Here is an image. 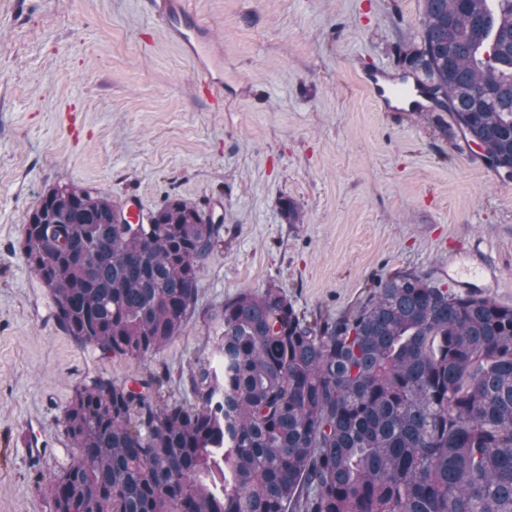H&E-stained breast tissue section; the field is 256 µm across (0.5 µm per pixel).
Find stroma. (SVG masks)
I'll use <instances>...</instances> for the list:
<instances>
[{
    "label": "stroma",
    "instance_id": "stroma-1",
    "mask_svg": "<svg viewBox=\"0 0 512 512\" xmlns=\"http://www.w3.org/2000/svg\"><path fill=\"white\" fill-rule=\"evenodd\" d=\"M190 6L224 52L220 104L142 0H0V512H50L37 480L66 464L59 417L90 377L150 369L161 400L193 403L188 373L220 334L209 314L240 291L273 284L308 318L334 317L412 270L512 306V179L446 111L386 108L365 86L400 82L424 0ZM69 185L148 213L184 199L223 224L193 313L147 359L76 345L20 252L40 197ZM464 258L479 276L457 277Z\"/></svg>",
    "mask_w": 512,
    "mask_h": 512
}]
</instances>
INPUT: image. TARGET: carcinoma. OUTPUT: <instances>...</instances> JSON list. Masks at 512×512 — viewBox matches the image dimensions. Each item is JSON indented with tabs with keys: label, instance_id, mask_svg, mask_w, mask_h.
<instances>
[{
	"label": "carcinoma",
	"instance_id": "1",
	"mask_svg": "<svg viewBox=\"0 0 512 512\" xmlns=\"http://www.w3.org/2000/svg\"><path fill=\"white\" fill-rule=\"evenodd\" d=\"M405 57L463 138L512 179V0H425ZM88 188L46 192L21 251L82 348L144 359L179 335L221 225L184 200L147 224ZM220 365L195 403L146 372L83 382L63 431L83 462L50 512H512V307L416 271L314 323L274 285L211 313Z\"/></svg>",
	"mask_w": 512,
	"mask_h": 512
}]
</instances>
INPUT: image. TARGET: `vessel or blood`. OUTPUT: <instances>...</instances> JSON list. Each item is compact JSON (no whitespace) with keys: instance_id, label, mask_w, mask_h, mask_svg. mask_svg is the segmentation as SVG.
Instances as JSON below:
<instances>
[{"instance_id":"b4317fda","label":"vessel or blood","mask_w":512,"mask_h":512,"mask_svg":"<svg viewBox=\"0 0 512 512\" xmlns=\"http://www.w3.org/2000/svg\"><path fill=\"white\" fill-rule=\"evenodd\" d=\"M146 11L160 20L170 38L193 63L200 83L217 102L224 99V56L215 48L206 28L187 0H143Z\"/></svg>"}]
</instances>
